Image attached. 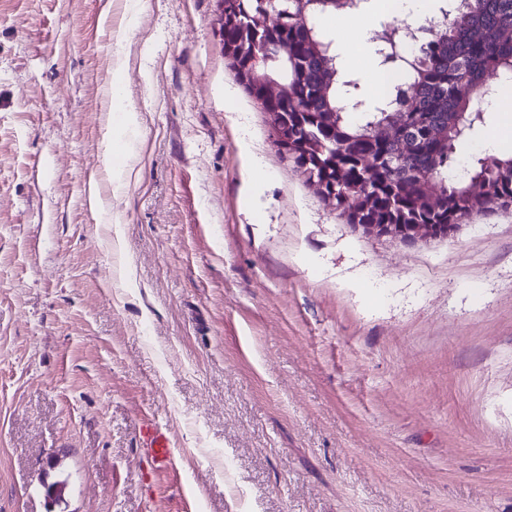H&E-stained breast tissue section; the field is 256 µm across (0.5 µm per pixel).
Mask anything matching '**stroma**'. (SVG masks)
<instances>
[{"label": "stroma", "mask_w": 512, "mask_h": 512, "mask_svg": "<svg viewBox=\"0 0 512 512\" xmlns=\"http://www.w3.org/2000/svg\"><path fill=\"white\" fill-rule=\"evenodd\" d=\"M218 15L0 0V512H512V210L365 237L279 154ZM484 117L464 165L512 130ZM139 446L151 463L150 479L160 483L159 476L174 467V444L169 430L153 419H144L139 430Z\"/></svg>", "instance_id": "stroma-1"}]
</instances>
